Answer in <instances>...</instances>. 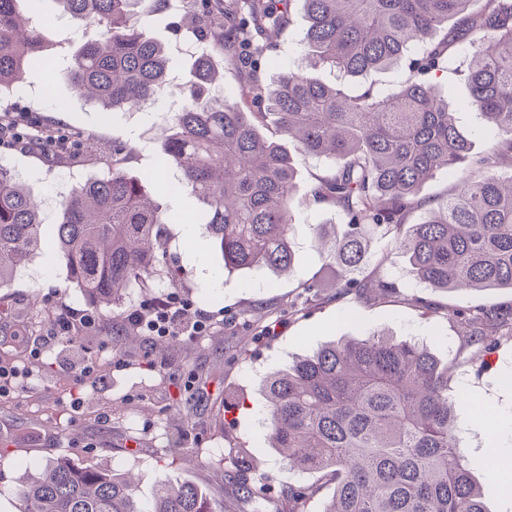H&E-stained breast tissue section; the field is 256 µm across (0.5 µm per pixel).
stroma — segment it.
Segmentation results:
<instances>
[{"mask_svg": "<svg viewBox=\"0 0 512 512\" xmlns=\"http://www.w3.org/2000/svg\"><path fill=\"white\" fill-rule=\"evenodd\" d=\"M175 12L151 17L147 34L163 44L171 57L173 84L190 77L194 55L177 32ZM468 55L452 54L444 69L429 80L447 99L456 124L483 151L486 126L466 106L468 88L459 69ZM46 96L37 100L12 98L13 112H38L101 144L132 139L137 153L126 169L138 175L154 171L161 144L172 118L182 106L180 97L165 95L144 112H100L94 104L73 96L62 70L45 71ZM299 183L292 197L296 250L293 273L254 281L253 277L224 268L211 237L197 217L199 203L180 174L169 169L166 177L175 194L156 190L155 198L172 215L163 239L182 274L176 281L157 277L152 287L128 289L123 315L93 308L81 291L68 287L65 262L50 250L36 254L9 285L0 288V363L27 371L15 392L0 397V512H24L16 489L24 476L40 475L53 461L65 459L106 472H130L139 479L142 498H151L158 485L190 480L222 501L224 512H253L239 498L235 451L255 449L261 468L268 473L267 512H286L282 492L303 482L301 474L283 468L278 455L261 446L265 423L255 407L261 401L262 378L320 345L346 336H364L384 330L397 339H414L427 345L441 360L456 364L452 381L472 407L485 415L474 421L471 409L461 414V440L471 472L484 491L488 512H512V503L500 495L478 456L489 442L505 446L512 455V340L501 343L487 356H477L460 326L450 316L458 309H498L512 305L511 289L470 293L441 292L417 283L408 273L404 257L386 252L382 267H367L395 282L398 296L386 302H365L355 293L335 296L324 285V258L312 238V227L340 223L339 211L314 202L308 186L325 173V163L300 152L292 154ZM0 164L9 167L35 195L47 203L46 223L57 219L56 203L76 183L101 176L112 168L105 152L81 155L74 163L53 164L14 149L0 147ZM202 255L206 268L219 282L205 287L194 257ZM323 286L321 297L307 299L303 286ZM177 295L180 303L210 318L205 336H150L120 345L116 334L125 329L126 313L150 309L161 298ZM90 314L93 326L74 328L68 342H57L40 358H32L24 344L15 341L13 328L28 337L51 330L60 315ZM79 350L95 365L86 378L66 365L69 350ZM82 403L72 407L73 394Z\"/></svg>", "mask_w": 512, "mask_h": 512, "instance_id": "1", "label": "stroma"}]
</instances>
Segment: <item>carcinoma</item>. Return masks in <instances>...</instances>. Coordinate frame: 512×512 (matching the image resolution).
Here are the masks:
<instances>
[{
  "instance_id": "1",
  "label": "carcinoma",
  "mask_w": 512,
  "mask_h": 512,
  "mask_svg": "<svg viewBox=\"0 0 512 512\" xmlns=\"http://www.w3.org/2000/svg\"><path fill=\"white\" fill-rule=\"evenodd\" d=\"M302 3L300 40L308 67L263 78L270 43L257 37L292 23ZM20 0H0V100L42 62L41 24L22 22ZM94 37L63 62L71 89L104 112L156 102L168 88L164 46L145 34L148 19L179 3L203 50L180 87L183 106L160 158L179 168L201 205L224 267L255 276L291 269V201L297 180L286 144L330 162L309 186L336 207L341 224H316L326 248V281L336 294L366 299L396 294L393 282L359 278L385 240L412 275L435 289L512 288V0H55ZM472 51L468 106L491 131L472 152L454 113L426 75L452 47ZM240 60L238 93L212 88L224 59ZM407 64L392 91L351 93L323 82L329 68L360 77ZM134 148L112 142V170L74 186L58 202L55 244L68 281L94 303L121 309L126 289L155 272L173 281L162 229L170 216L148 197L149 179L129 175ZM466 174L419 223L420 191L437 172ZM43 222L35 197L0 165V288L40 249ZM470 345L493 350L512 338V310L456 315ZM452 366L428 347L374 331L347 336L300 356L262 381L267 447L289 471L316 477L288 485V512H486L483 491L461 447L459 399L449 394ZM239 490L255 501V457L238 450ZM16 494L27 512H223L191 483H163L142 500L131 475L46 466Z\"/></svg>"
}]
</instances>
